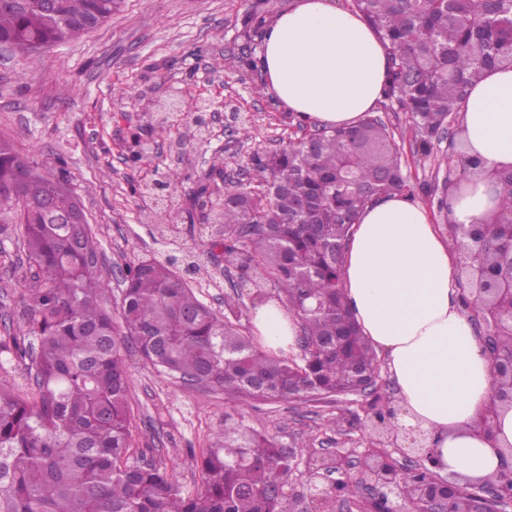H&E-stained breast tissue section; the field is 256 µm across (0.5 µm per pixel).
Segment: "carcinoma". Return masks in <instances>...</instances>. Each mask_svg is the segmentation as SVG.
<instances>
[{"label": "carcinoma", "instance_id": "1", "mask_svg": "<svg viewBox=\"0 0 512 512\" xmlns=\"http://www.w3.org/2000/svg\"><path fill=\"white\" fill-rule=\"evenodd\" d=\"M123 0H0V44L28 58L98 26ZM391 61L382 98L410 113L411 137L428 156L459 119L467 88L484 71L512 67V0H352ZM264 12L243 32L263 39ZM308 140L256 153L249 180L224 193L221 231L208 252L255 281L251 309L278 291L300 320L303 356L259 347L242 330V303L224 312L201 301L175 262L129 268L118 316L87 224L67 223L75 193L0 140V224H21L31 273L23 300L26 332L0 336V354L30 358L36 385L20 396L0 384V512H281L271 493L288 479V449L226 420L200 458L202 483L182 494L165 467L131 448L126 354L232 400L316 401L359 389L376 355L352 320L342 256L360 213L409 188L400 148L381 117L366 113L349 129L314 126ZM500 216L512 218V172ZM225 178L215 166L202 198ZM512 239L503 229L474 244L470 266L485 269ZM488 326L498 309L462 297ZM415 503L417 478L402 477Z\"/></svg>", "mask_w": 512, "mask_h": 512}]
</instances>
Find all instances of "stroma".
Listing matches in <instances>:
<instances>
[{
    "label": "stroma",
    "mask_w": 512,
    "mask_h": 512,
    "mask_svg": "<svg viewBox=\"0 0 512 512\" xmlns=\"http://www.w3.org/2000/svg\"><path fill=\"white\" fill-rule=\"evenodd\" d=\"M294 0H123L112 17L73 41L41 50L29 59L0 47V139L70 183L80 197L91 233L102 252V275L111 286L105 302L118 311L126 267L172 254L163 231L177 225L178 247L200 254L203 266L190 285L215 310L236 296L250 302L253 288L225 270L221 254H209L208 227L221 219L224 193L246 172L250 155L297 140L291 112L271 104L264 74L240 63L238 34L255 5L268 19L288 11ZM185 100L209 99L208 137H201L193 113L175 128L155 122L158 100L167 90ZM238 109L246 137L226 144L224 104ZM394 132L402 163L414 188L412 202L426 209L440 234L436 201L428 187L455 183L460 175L442 164L445 145L430 155L414 151L411 118L402 110H380ZM226 180L207 205L193 192L213 162ZM171 208L154 204L150 185L169 171ZM23 227L0 226V336L24 326L22 300L28 290L26 259L19 245ZM132 446L159 460L183 493L201 483L197 460L225 419L243 422L300 454L284 487L290 512H360L359 498L310 500V472L316 460L335 451L360 460L373 440L367 416L369 394H348L315 402L278 403L225 398L217 388L193 386L128 353Z\"/></svg>",
    "instance_id": "1"
}]
</instances>
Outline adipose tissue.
Instances as JSON below:
<instances>
[{
	"mask_svg": "<svg viewBox=\"0 0 512 512\" xmlns=\"http://www.w3.org/2000/svg\"><path fill=\"white\" fill-rule=\"evenodd\" d=\"M267 83L289 112L347 128L372 111L388 80L375 32L334 0H297L267 30L261 55ZM464 146L479 156L449 195L448 221L486 224L499 214L491 172L512 168V68L486 70L461 103ZM458 251L426 210L395 194L366 208L343 270L348 304L365 336L381 348L397 385L402 430L425 431L440 473L497 480L512 446V410L482 427L493 391L472 316L459 303ZM255 335L281 355L295 343L290 316L272 302L253 314Z\"/></svg>",
	"mask_w": 512,
	"mask_h": 512,
	"instance_id": "obj_1",
	"label": "adipose tissue"
}]
</instances>
